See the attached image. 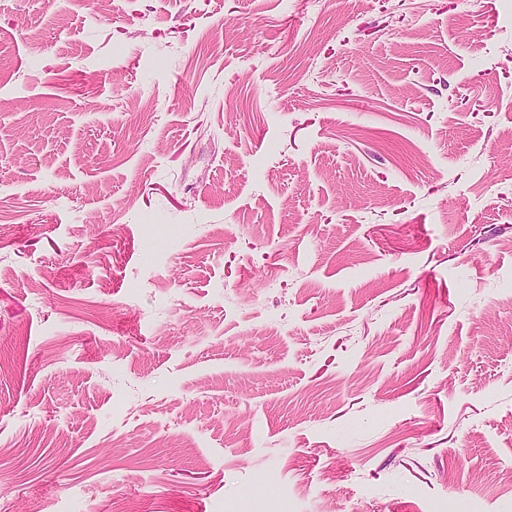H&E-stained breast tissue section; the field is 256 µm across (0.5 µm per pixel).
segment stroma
Returning <instances> with one entry per match:
<instances>
[{
    "instance_id": "35a3bbf8",
    "label": "stroma",
    "mask_w": 512,
    "mask_h": 512,
    "mask_svg": "<svg viewBox=\"0 0 512 512\" xmlns=\"http://www.w3.org/2000/svg\"><path fill=\"white\" fill-rule=\"evenodd\" d=\"M512 0H0V512H512Z\"/></svg>"
}]
</instances>
